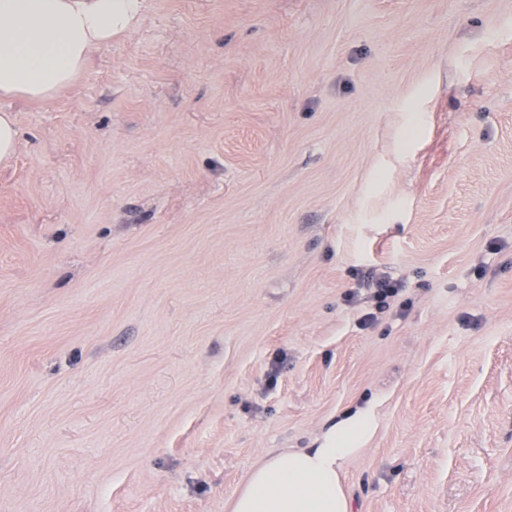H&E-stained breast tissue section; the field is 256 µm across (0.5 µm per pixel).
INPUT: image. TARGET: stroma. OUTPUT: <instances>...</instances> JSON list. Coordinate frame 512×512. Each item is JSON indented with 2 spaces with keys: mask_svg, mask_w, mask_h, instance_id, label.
I'll list each match as a JSON object with an SVG mask.
<instances>
[{
  "mask_svg": "<svg viewBox=\"0 0 512 512\" xmlns=\"http://www.w3.org/2000/svg\"><path fill=\"white\" fill-rule=\"evenodd\" d=\"M0 108V512H229L358 409L353 512H512V0H148ZM19 145V131L13 112L0 110V164H8ZM377 290L373 298L375 299V309L381 313L390 307L391 302L399 295L401 287L385 278H377L375 281Z\"/></svg>",
  "mask_w": 512,
  "mask_h": 512,
  "instance_id": "1",
  "label": "stroma"
}]
</instances>
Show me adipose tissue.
Listing matches in <instances>:
<instances>
[{
	"label": "adipose tissue",
	"instance_id": "adipose-tissue-1",
	"mask_svg": "<svg viewBox=\"0 0 512 512\" xmlns=\"http://www.w3.org/2000/svg\"><path fill=\"white\" fill-rule=\"evenodd\" d=\"M146 0H0V95L46 103L91 55L139 23ZM372 420L356 410L314 448L265 454L230 501V512H352L343 475Z\"/></svg>",
	"mask_w": 512,
	"mask_h": 512
}]
</instances>
